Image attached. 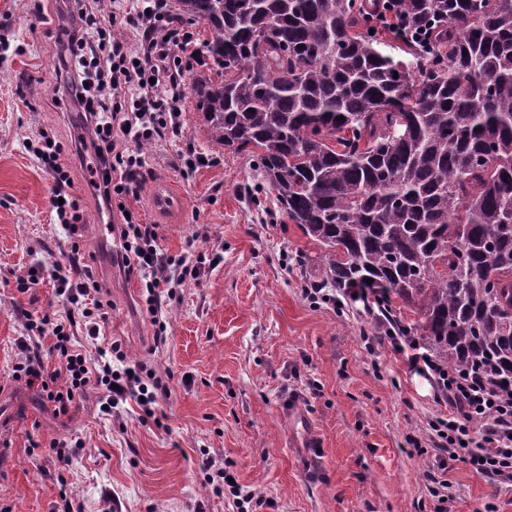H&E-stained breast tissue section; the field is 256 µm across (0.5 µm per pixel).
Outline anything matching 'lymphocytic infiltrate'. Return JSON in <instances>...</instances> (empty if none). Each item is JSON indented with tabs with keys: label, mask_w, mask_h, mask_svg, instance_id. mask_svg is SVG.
<instances>
[{
	"label": "lymphocytic infiltrate",
	"mask_w": 512,
	"mask_h": 512,
	"mask_svg": "<svg viewBox=\"0 0 512 512\" xmlns=\"http://www.w3.org/2000/svg\"><path fill=\"white\" fill-rule=\"evenodd\" d=\"M99 4L100 0H80L74 21L57 46V58L60 69L73 71L72 93L85 114L99 160L100 197L108 207L113 197L136 193L144 179L148 162L139 144L180 133L184 65L195 60L198 51L192 35L179 25L170 0H136L131 23L139 39L134 44L99 26ZM107 90L112 93L108 107L99 102ZM29 149L55 179V194L63 199L55 208L56 221L67 227L72 252H79L85 217L70 195L72 179L63 149L59 142L44 138ZM112 230L122 264L140 278L155 335L163 337L166 322L160 289L175 288L184 276L197 277L206 255L192 249L176 257L165 254L158 244L157 225L141 223L132 214L119 215ZM57 288L80 311L61 318L28 319L29 335L21 343L24 360L15 368L16 379L40 388L59 415L68 414L94 388L102 394L104 412L133 399L145 416H154L158 401L169 392L167 376L141 365L126 366L127 356L115 342L107 345V362L89 366L71 342L70 331L76 324H84L89 336L95 337L108 318L111 303L101 299L91 266H83L78 276L59 278ZM377 323L392 348L406 355L411 370L433 379L440 399L447 403V415L438 418L432 429L449 460L466 461L481 474L512 477V390L495 385L482 373L438 363L388 316H379ZM46 335L54 339L47 348L39 342Z\"/></svg>",
	"instance_id": "lymphocytic-infiltrate-1"
}]
</instances>
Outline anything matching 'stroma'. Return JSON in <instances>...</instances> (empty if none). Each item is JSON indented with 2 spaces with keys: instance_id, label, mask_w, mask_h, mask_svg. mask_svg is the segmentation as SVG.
<instances>
[{
  "instance_id": "1",
  "label": "stroma",
  "mask_w": 512,
  "mask_h": 512,
  "mask_svg": "<svg viewBox=\"0 0 512 512\" xmlns=\"http://www.w3.org/2000/svg\"><path fill=\"white\" fill-rule=\"evenodd\" d=\"M40 3L0 0V512H238L216 490L220 468L264 500L259 512H512V481L462 461L440 470L431 424L446 408L405 356L366 347L373 322L303 295L321 278V249L274 191L254 199L255 162L214 144L189 91L181 133L143 145L149 172L124 199L157 225L165 253L191 244L219 259L162 296L165 341L138 274L94 233L105 208L89 187L90 156L66 159L86 217L81 253L112 303L98 339L79 325L74 343L93 362L101 344L121 343L130 362L169 374L170 395L148 417L131 401L102 413L92 391L57 416L38 388L13 379L26 313L69 309L50 281L70 271L71 239L53 221V176L26 144L45 130L67 146L86 133L56 70L58 24L40 20ZM189 144L207 158L191 172L177 164ZM161 179L182 194L181 211L152 212ZM32 269L40 283L19 293ZM57 443L70 444L68 464Z\"/></svg>"
}]
</instances>
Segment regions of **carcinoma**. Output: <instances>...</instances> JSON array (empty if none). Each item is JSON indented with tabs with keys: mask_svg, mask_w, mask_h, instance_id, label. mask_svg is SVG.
<instances>
[{
	"mask_svg": "<svg viewBox=\"0 0 512 512\" xmlns=\"http://www.w3.org/2000/svg\"><path fill=\"white\" fill-rule=\"evenodd\" d=\"M176 2L209 28L211 140L256 161L323 285L378 288L447 365L512 379V0H395L426 32L407 63L369 31L381 0Z\"/></svg>",
	"mask_w": 512,
	"mask_h": 512,
	"instance_id": "1",
	"label": "carcinoma"
}]
</instances>
